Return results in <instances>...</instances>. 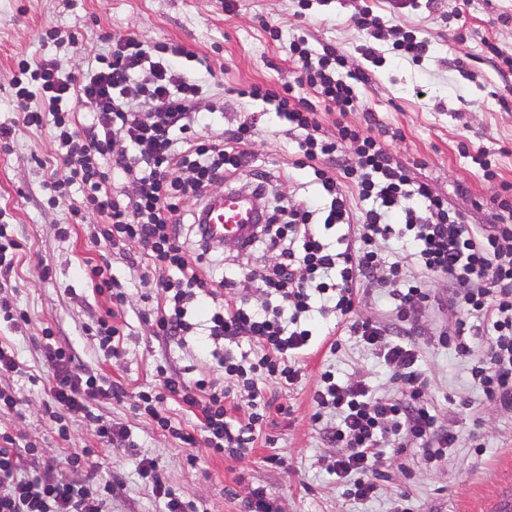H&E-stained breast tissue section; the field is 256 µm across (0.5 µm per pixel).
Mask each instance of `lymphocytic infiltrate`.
Instances as JSON below:
<instances>
[{"mask_svg": "<svg viewBox=\"0 0 512 512\" xmlns=\"http://www.w3.org/2000/svg\"><path fill=\"white\" fill-rule=\"evenodd\" d=\"M291 50L302 63L299 85L314 87L322 104L340 112L335 133L325 134L316 106L297 87L279 92L252 83L236 94L261 104L280 132L295 137L296 153L308 161L326 200L319 209L271 200L269 171L238 182V170L252 157L258 119L244 112L234 127L212 129L210 116L196 110L202 85L172 62L180 47H146L129 39L78 77L20 60L15 107L26 126L49 127L58 143L64 173L50 175L47 188L59 197L80 193L72 220L81 221L89 210L100 214L102 223L90 227L92 240L118 251L140 244L135 265L170 271V278L155 283L162 297L157 336L180 341L194 335L199 304H211L204 340L221 375L190 381L182 370L161 366L159 393L141 396L145 412L180 442L235 458L251 452L271 407L264 392L269 383L291 386L302 378L299 358L312 344L315 319L330 325V351L339 350L341 337L352 336L392 369L401 390L397 398L374 394L362 380L341 382L329 370L321 372L313 394V423L328 414L336 418L324 430L336 448L331 472L348 497L366 500L379 489L384 456L415 455L436 466L456 443L428 395L414 339L436 312L449 308L456 314L452 333L439 335V344L470 361V375L486 399L512 408V185L501 187L494 224L461 222L447 199L412 180L377 137L345 121L359 98L355 83L336 75L346 63L344 53L326 46L314 67L302 43ZM133 85L149 103V116H141L137 98L129 97ZM35 97L40 106H32ZM83 107L90 118L80 126L75 114ZM200 126L206 135H197ZM347 143L354 148L351 163L338 158ZM221 182L243 185L266 214L282 218L258 225L237 248L275 258L255 275L268 296L259 304L224 299V291L237 290L238 283L232 275L218 276L225 245L210 241L193 206ZM350 188L360 209L349 205ZM400 241L409 247L403 262L384 249ZM433 277L445 280L446 291L430 287ZM371 289L392 299L396 336L379 321L354 317L360 291ZM47 360L55 379L49 418L59 435L67 433L64 419L77 417L95 423L106 444L127 439L126 429L100 420L81 395L86 387L116 398L120 385L72 373L74 358L62 346L48 347ZM168 395L198 413L199 434L160 415L156 405ZM0 512H104V505L91 480L62 478L53 465L37 464L33 451H19L11 436L1 434Z\"/></svg>", "mask_w": 512, "mask_h": 512, "instance_id": "1", "label": "lymphocytic infiltrate"}]
</instances>
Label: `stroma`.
I'll return each instance as SVG.
<instances>
[{
  "label": "stroma",
  "mask_w": 512,
  "mask_h": 512,
  "mask_svg": "<svg viewBox=\"0 0 512 512\" xmlns=\"http://www.w3.org/2000/svg\"><path fill=\"white\" fill-rule=\"evenodd\" d=\"M368 11L384 26L376 43L383 60L377 65L362 55L366 33L354 24L356 15ZM391 25L428 40L423 60L412 63L392 53ZM49 30L57 31V38H46ZM131 37L184 47L190 54L182 62L186 70L206 60L212 74L197 109L223 102L228 125L238 113L255 109L234 99L231 89L294 81L292 42L305 41L315 53L335 45L347 54L345 74L365 75L358 88L361 105L349 122L379 135L410 177L447 198L465 223H491L502 184H512V106L500 103L512 95V71L495 64L485 48L490 41L512 57V0H419L417 7L403 9L397 0H233L228 7L221 0H0V123L15 131L9 149L0 150V222L16 244L13 277L0 290V306L29 316L25 322L0 318V343L13 348L19 365L0 375V390L17 400L13 407L0 406V433L56 461L69 449H90L95 483L114 485L109 512H162L137 473L139 457L154 460L167 485L198 512H240L242 499L257 488L276 512H388L402 492L418 512H489L494 500L512 489V410L485 401L467 362L438 344L439 333L454 328L449 310L418 343L430 397L441 419L455 426L459 443L436 468L416 458H386L381 468L390 479L370 500L345 496L326 472L336 450L311 423L322 370L344 381L366 379L379 394L398 392L391 369L353 337H344L337 353L322 349L305 356V375L296 385L269 387L291 413L271 414L256 448L244 458L189 450L141 414L140 396L157 385L158 366L181 367L198 379L215 376V362L202 358L200 337L183 343L156 338V298H145L138 272L122 256L91 243L87 227L99 223L96 213L75 224L69 201L51 200L45 182L63 168L57 146L48 128L26 126L12 105L19 59L31 57L78 75L112 44ZM480 149L489 155L494 177H485L473 163ZM251 150L274 175L272 194L295 202L321 200L311 169L293 165L294 144L276 127L262 129ZM104 262L127 285L122 306L98 295L84 273L86 265ZM110 309L123 330L114 355L100 350L92 332L94 319ZM49 335L71 348L79 372L122 385L116 399L89 390L83 397L102 420L127 430L128 447L103 445L94 425L80 418L70 422L67 437L58 435L46 412L53 382L44 357ZM473 430L484 453L470 445ZM274 451L283 455V466L267 463Z\"/></svg>",
  "instance_id": "1"
}]
</instances>
